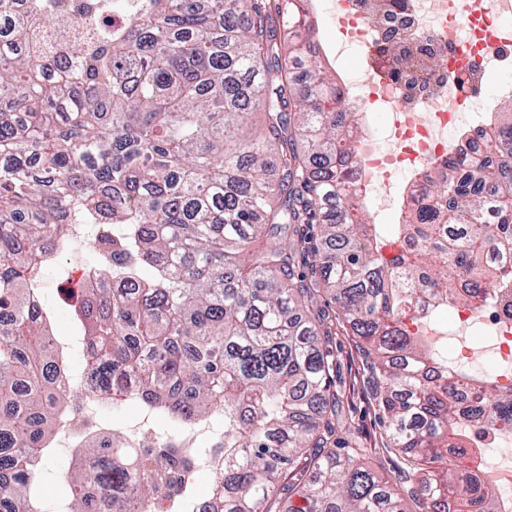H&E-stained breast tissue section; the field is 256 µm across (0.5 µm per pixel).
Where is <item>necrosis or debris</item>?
<instances>
[{
  "mask_svg": "<svg viewBox=\"0 0 512 512\" xmlns=\"http://www.w3.org/2000/svg\"><path fill=\"white\" fill-rule=\"evenodd\" d=\"M373 2L330 0V15L337 31L333 53L342 57L350 48L360 51L361 66L345 86L348 109L377 112L386 121L390 148L376 145L372 133L361 132L356 151L346 161L358 181L363 207L377 217L408 195H424L430 188L427 176L437 164L450 158L462 163L483 153L479 132L498 101L512 99V81L502 82L494 97L474 99L461 86L469 77L462 57L478 52L483 71L489 73L512 69V37L495 47L484 38L490 28L512 21V0H470L466 5L460 0H404L399 7L386 6L378 16ZM402 38L415 46L418 67L408 72L378 68L377 60ZM451 315L444 326L420 323L421 335L435 349L453 351L450 367L459 366L462 357L467 360L465 374L488 366L491 385L512 392V312L484 299L452 307ZM66 345L75 362L72 380L83 389L79 416L97 427L106 399L87 385L81 341L70 338ZM154 420L147 408L136 423L126 425L137 447H192L203 437L216 447L224 440L223 427L210 421L162 434ZM471 435L487 452L477 466L499 490V512H512V430L482 424L472 427Z\"/></svg>",
  "mask_w": 512,
  "mask_h": 512,
  "instance_id": "necrosis-or-debris-1",
  "label": "necrosis or debris"
}]
</instances>
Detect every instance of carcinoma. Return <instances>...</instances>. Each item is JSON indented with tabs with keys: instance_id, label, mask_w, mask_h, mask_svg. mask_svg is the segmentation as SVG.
I'll return each mask as SVG.
<instances>
[{
	"instance_id": "1",
	"label": "carcinoma",
	"mask_w": 512,
	"mask_h": 512,
	"mask_svg": "<svg viewBox=\"0 0 512 512\" xmlns=\"http://www.w3.org/2000/svg\"><path fill=\"white\" fill-rule=\"evenodd\" d=\"M306 2L0 0V512H38L71 395L36 294L73 224L92 228L101 277L73 309L98 388L135 374V404L184 425L219 410L224 444L148 454L116 427L89 436L80 456L96 466L69 474V512H196L190 483L160 491L211 455L223 463L202 512H278L296 494L301 512H498L466 439L481 422L512 428V394L475 379L453 398L463 373L407 321L512 289V117L384 234L343 173L357 125ZM114 12L128 21L112 26ZM400 238L409 248L387 258ZM322 294L366 359L392 479L363 449L336 450V315L311 312Z\"/></svg>"
}]
</instances>
